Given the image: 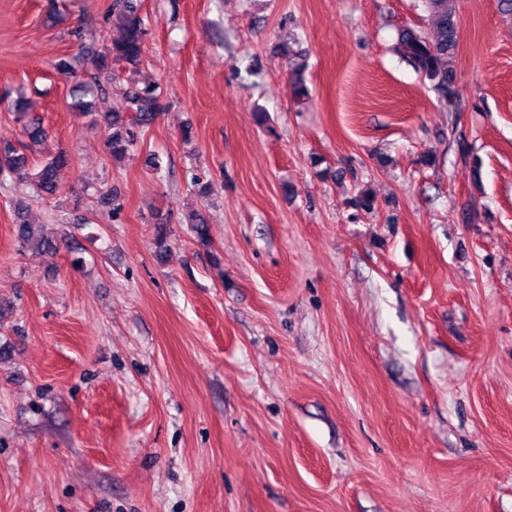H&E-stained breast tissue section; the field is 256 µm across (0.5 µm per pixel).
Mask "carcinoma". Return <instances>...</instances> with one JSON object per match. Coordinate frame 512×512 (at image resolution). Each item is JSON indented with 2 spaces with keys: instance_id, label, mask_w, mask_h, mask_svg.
Here are the masks:
<instances>
[{
  "instance_id": "obj_1",
  "label": "carcinoma",
  "mask_w": 512,
  "mask_h": 512,
  "mask_svg": "<svg viewBox=\"0 0 512 512\" xmlns=\"http://www.w3.org/2000/svg\"><path fill=\"white\" fill-rule=\"evenodd\" d=\"M423 2L429 19L434 23L433 31L425 35L419 30L406 28L399 34L398 47L403 56L445 98L446 105L451 109L454 102L448 98V82L453 77L458 47V0ZM114 7L120 34L102 51L80 61L89 71V77L72 88L69 103L72 110L85 114L92 111L88 97L107 90L100 75L108 73L113 80L117 71L133 74L143 63L146 29L138 0H116ZM160 108L158 86H140L131 82L122 93L118 108L104 116L108 129L112 130L107 140L112 156L120 157L137 146L144 131L156 120ZM22 133L26 138L24 142L16 145L0 143V171L6 169L19 179L30 180L37 196L43 199L57 196L60 192L57 173L68 165L69 156L62 152L47 154L33 170L28 152L45 147L47 132L39 120L32 118L24 123ZM26 210L24 201L14 203V233L21 250L39 258L55 254L56 241L45 225L27 222ZM189 224L197 241L203 245L209 244L208 224L200 211L191 214Z\"/></svg>"
}]
</instances>
